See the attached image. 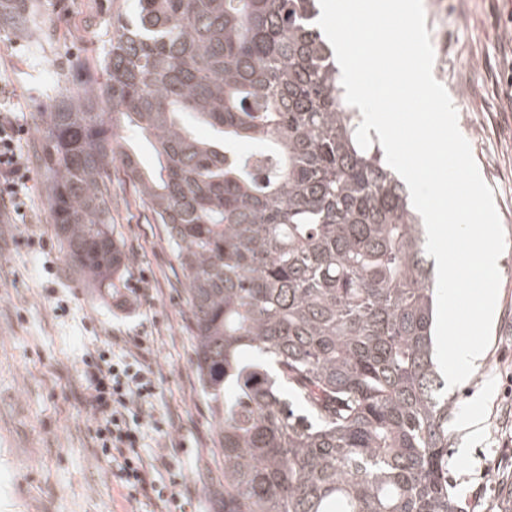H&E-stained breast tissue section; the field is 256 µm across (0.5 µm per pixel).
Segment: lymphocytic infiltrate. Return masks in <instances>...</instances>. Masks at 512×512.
I'll return each mask as SVG.
<instances>
[{"label": "lymphocytic infiltrate", "mask_w": 512, "mask_h": 512, "mask_svg": "<svg viewBox=\"0 0 512 512\" xmlns=\"http://www.w3.org/2000/svg\"><path fill=\"white\" fill-rule=\"evenodd\" d=\"M15 119L0 114V202L13 200L27 179ZM109 350L91 355L82 371L83 399L92 415L91 438L101 458L112 463L127 500L154 499L156 507L193 502L186 478L171 467L180 446L159 415L160 377L147 362L144 339L112 336Z\"/></svg>", "instance_id": "1"}]
</instances>
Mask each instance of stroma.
I'll return each instance as SVG.
<instances>
[{
	"label": "stroma",
	"instance_id": "obj_1",
	"mask_svg": "<svg viewBox=\"0 0 512 512\" xmlns=\"http://www.w3.org/2000/svg\"><path fill=\"white\" fill-rule=\"evenodd\" d=\"M135 0H37L39 30H0V110L25 133L28 179L0 206V512H149L127 502L98 459L81 401L83 356L111 335L146 337L161 375V412L183 446L179 466L212 512L222 479L212 408L200 390L179 264L160 225L120 168H113L112 223L126 270L112 296L86 287L64 261L35 161V115L64 96L95 93L112 19ZM433 74L462 98L458 126L492 188L507 247L491 341L481 365L449 389L448 483L466 512H502L512 481V0H423ZM480 416L481 433L458 424Z\"/></svg>",
	"mask_w": 512,
	"mask_h": 512
}]
</instances>
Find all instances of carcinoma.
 Returning <instances> with one entry per match:
<instances>
[{"label": "carcinoma", "mask_w": 512, "mask_h": 512, "mask_svg": "<svg viewBox=\"0 0 512 512\" xmlns=\"http://www.w3.org/2000/svg\"><path fill=\"white\" fill-rule=\"evenodd\" d=\"M317 14L136 0L113 19L97 93L37 113L56 235L92 287H117L116 164L162 226L219 429L220 512H464L424 230L377 142H356ZM34 22L32 0H0V30Z\"/></svg>", "instance_id": "1"}]
</instances>
